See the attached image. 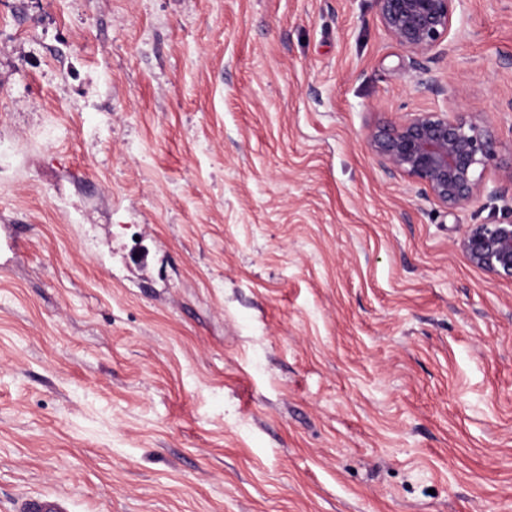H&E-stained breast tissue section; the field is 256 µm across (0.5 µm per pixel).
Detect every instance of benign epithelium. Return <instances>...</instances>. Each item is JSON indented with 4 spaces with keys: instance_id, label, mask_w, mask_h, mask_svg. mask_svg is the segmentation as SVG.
I'll return each mask as SVG.
<instances>
[{
    "instance_id": "benign-epithelium-1",
    "label": "benign epithelium",
    "mask_w": 512,
    "mask_h": 512,
    "mask_svg": "<svg viewBox=\"0 0 512 512\" xmlns=\"http://www.w3.org/2000/svg\"><path fill=\"white\" fill-rule=\"evenodd\" d=\"M461 2L375 0L384 31L417 65L450 54ZM366 143L386 175L420 186L450 211L499 192L497 185L488 188L491 173L512 185V166L504 169L500 162L502 144L475 107L409 112L395 123L369 128ZM457 246L491 277L512 280V221L472 224Z\"/></svg>"
}]
</instances>
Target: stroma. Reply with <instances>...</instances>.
Masks as SVG:
<instances>
[{"mask_svg": "<svg viewBox=\"0 0 512 512\" xmlns=\"http://www.w3.org/2000/svg\"><path fill=\"white\" fill-rule=\"evenodd\" d=\"M415 95L374 0H0V512H512V280L370 127L481 110L512 0ZM17 508V512H70L67 499L61 495L25 498Z\"/></svg>", "mask_w": 512, "mask_h": 512, "instance_id": "obj_1", "label": "stroma"}]
</instances>
